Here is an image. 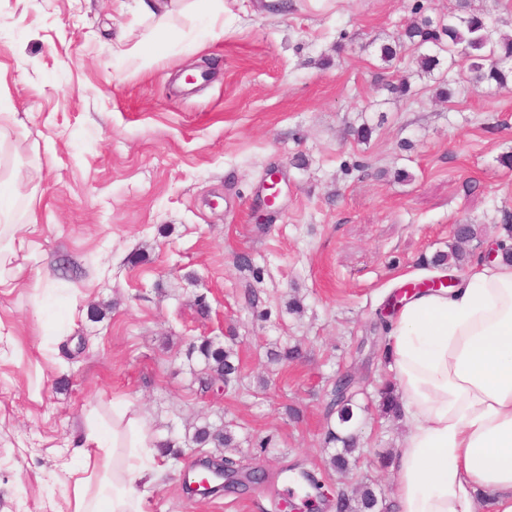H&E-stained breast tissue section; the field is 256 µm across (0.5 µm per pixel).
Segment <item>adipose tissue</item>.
<instances>
[{
	"instance_id": "1",
	"label": "adipose tissue",
	"mask_w": 512,
	"mask_h": 512,
	"mask_svg": "<svg viewBox=\"0 0 512 512\" xmlns=\"http://www.w3.org/2000/svg\"><path fill=\"white\" fill-rule=\"evenodd\" d=\"M387 352L405 431L394 512H512V263L472 262L458 287L404 297ZM159 442L126 404L87 417L68 473L69 512H142Z\"/></svg>"
}]
</instances>
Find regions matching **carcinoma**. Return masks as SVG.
Instances as JSON below:
<instances>
[{"label":"carcinoma","instance_id":"cac0c4a2","mask_svg":"<svg viewBox=\"0 0 512 512\" xmlns=\"http://www.w3.org/2000/svg\"><path fill=\"white\" fill-rule=\"evenodd\" d=\"M417 48L427 47L428 52L418 58L421 71L432 73L439 71L444 75L456 66L457 58L470 61L473 83L505 87L512 82V37L503 33L497 21L474 9L469 4L460 6V11L448 15V20L433 24L429 19L412 24L398 34L391 45L380 48L382 58L390 62L398 57L407 45ZM481 229L476 224H457L454 226V243L446 253H436L421 259V264L435 268L460 270L468 265L473 253L466 249V241L474 240ZM198 356L203 364L199 383L208 388L215 381H224V387L237 378L238 364L232 348L208 339L192 344L188 349V358ZM379 411L388 418H397L396 399L390 383L386 379L379 390ZM354 415L353 400H348L337 410L336 424H327V439L332 443L341 442L342 448L332 455L328 465L339 474H346L356 462L358 434L350 433L342 438L336 434L338 427H351L349 417ZM192 442L204 447L228 448L235 445V436L231 429L217 432L209 423L194 426ZM343 509L346 512H381L383 500L375 490L363 486L354 490L353 495L345 496Z\"/></svg>","mask_w":512,"mask_h":512}]
</instances>
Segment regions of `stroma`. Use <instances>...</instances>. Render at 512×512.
Returning a JSON list of instances; mask_svg holds the SVG:
<instances>
[{
  "instance_id": "obj_1",
  "label": "stroma",
  "mask_w": 512,
  "mask_h": 512,
  "mask_svg": "<svg viewBox=\"0 0 512 512\" xmlns=\"http://www.w3.org/2000/svg\"><path fill=\"white\" fill-rule=\"evenodd\" d=\"M224 0V28L174 13L163 47L141 59L155 23L116 0H0V174L16 179L24 245L0 288V512H67L73 438L85 416L132 403L179 457L143 492V512H336L302 478L374 483L377 457L403 428L378 412L391 371L379 312L435 272L457 224L504 239L512 214V85L469 83L450 101L417 73L418 49L380 58L406 24L439 21L459 0ZM131 32L117 44L119 32ZM211 64L187 84L186 66ZM410 77L407 95L382 89ZM369 124L361 143L352 128ZM280 172L273 208L263 200ZM251 255L261 283L235 266ZM51 288L38 302L31 286ZM80 296H72V289ZM298 298L302 313L288 311ZM232 347L238 384L204 392L190 342ZM300 345L294 361L270 351ZM357 395L361 455L347 475L327 464L330 392ZM230 426L231 448L192 444L201 421ZM262 468V484L190 495L184 475L204 457Z\"/></svg>"
}]
</instances>
